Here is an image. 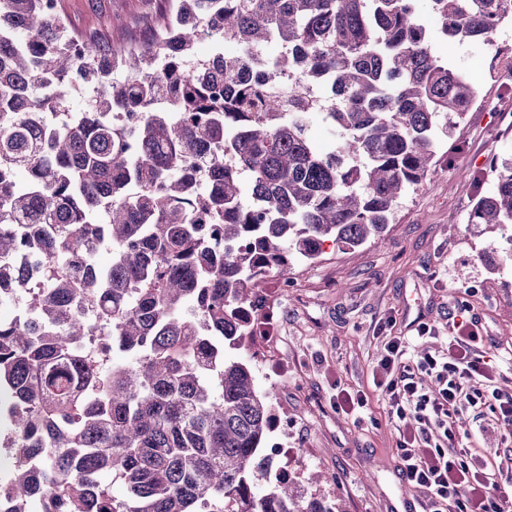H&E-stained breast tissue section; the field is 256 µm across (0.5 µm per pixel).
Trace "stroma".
Returning a JSON list of instances; mask_svg holds the SVG:
<instances>
[{"label": "stroma", "instance_id": "35a3bbf8", "mask_svg": "<svg viewBox=\"0 0 512 512\" xmlns=\"http://www.w3.org/2000/svg\"><path fill=\"white\" fill-rule=\"evenodd\" d=\"M73 30L125 47L148 41L160 0H60ZM437 50L465 69L477 88L452 139L462 145L439 161L426 182L402 199L384 245L356 249L325 243L314 260L264 280L273 309L269 336L251 341L255 384L276 419L269 442L281 448L274 469L304 494L337 512H410L419 489L396 470L398 432L374 393L373 369L386 337L434 331L430 349L444 348L448 318L466 304L490 336L486 352L503 359L497 385L512 392V260L488 267L484 251L506 248L500 231L468 224L478 195L490 192L492 154L512 153V63L491 50L437 41ZM362 390L361 414L338 411L340 389Z\"/></svg>", "mask_w": 512, "mask_h": 512}]
</instances>
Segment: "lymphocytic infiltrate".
<instances>
[{
  "label": "lymphocytic infiltrate",
  "mask_w": 512,
  "mask_h": 512,
  "mask_svg": "<svg viewBox=\"0 0 512 512\" xmlns=\"http://www.w3.org/2000/svg\"><path fill=\"white\" fill-rule=\"evenodd\" d=\"M488 342L461 308L450 316L447 350H424L412 359L408 337L384 343L374 386L399 432L397 470L426 492L419 512H512V486L500 480L512 471V453L484 454L477 437L455 430L458 415L484 408L501 442L512 439V393L496 386L497 368L484 358ZM423 374L433 389L420 383Z\"/></svg>",
  "instance_id": "obj_1"
}]
</instances>
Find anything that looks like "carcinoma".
Returning a JSON list of instances; mask_svg holds the SVG:
<instances>
[{
    "label": "carcinoma",
    "instance_id": "carcinoma-1",
    "mask_svg": "<svg viewBox=\"0 0 512 512\" xmlns=\"http://www.w3.org/2000/svg\"><path fill=\"white\" fill-rule=\"evenodd\" d=\"M505 22L512 0H170L125 49L80 39L59 0H0V303L32 310L0 318V509L335 512L270 480L255 288L384 236L477 93L432 33L493 49ZM488 165L469 224L512 229V156Z\"/></svg>",
    "mask_w": 512,
    "mask_h": 512
}]
</instances>
